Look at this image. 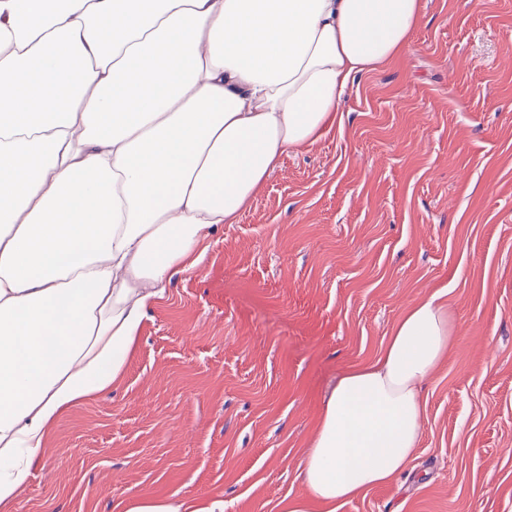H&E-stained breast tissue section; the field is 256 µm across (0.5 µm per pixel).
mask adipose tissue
<instances>
[{
  "label": "adipose tissue",
  "instance_id": "ef3b65f1",
  "mask_svg": "<svg viewBox=\"0 0 512 512\" xmlns=\"http://www.w3.org/2000/svg\"><path fill=\"white\" fill-rule=\"evenodd\" d=\"M421 14L422 0H0V505L59 418L123 374L173 274L282 155L342 122L356 78L399 57ZM454 340L438 296L410 305L338 378L307 494L281 512H336L407 471Z\"/></svg>",
  "mask_w": 512,
  "mask_h": 512
}]
</instances>
